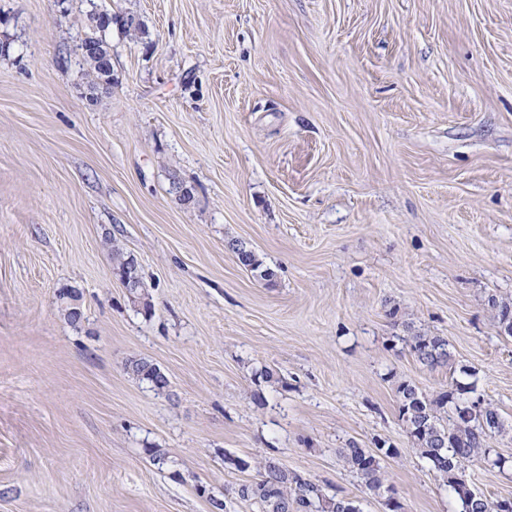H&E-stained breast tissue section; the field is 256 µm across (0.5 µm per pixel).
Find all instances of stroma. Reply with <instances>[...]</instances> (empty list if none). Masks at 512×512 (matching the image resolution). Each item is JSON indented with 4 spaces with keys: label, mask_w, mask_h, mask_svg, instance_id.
Listing matches in <instances>:
<instances>
[{
    "label": "stroma",
    "mask_w": 512,
    "mask_h": 512,
    "mask_svg": "<svg viewBox=\"0 0 512 512\" xmlns=\"http://www.w3.org/2000/svg\"><path fill=\"white\" fill-rule=\"evenodd\" d=\"M94 9L140 23L106 31L107 86L79 49ZM495 300L512 302V0H0V512H256L235 490L264 458L387 512L338 456L352 442L397 448L402 512H457L396 389L432 399L468 367L511 458ZM417 331L447 338L446 366L401 344ZM467 472L512 496L511 465ZM227 247L237 256L239 263L252 272L254 276L265 281H271L273 279L274 272L270 268L265 267L262 261H260L251 250L247 249L243 243L229 241ZM116 255L118 256L116 261V273L120 277L121 282L126 288V285L124 283V276L128 275V277L137 284V288H127L129 294L136 298L140 295V289H141V280L138 275L137 271V264L134 259V257L130 254L125 255L122 252H116ZM129 368L133 375L147 381L158 394L165 393L169 388V380L160 368L147 360L138 359L130 362Z\"/></svg>",
    "instance_id": "1"
}]
</instances>
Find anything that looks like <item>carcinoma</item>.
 Segmentation results:
<instances>
[{
  "mask_svg": "<svg viewBox=\"0 0 512 512\" xmlns=\"http://www.w3.org/2000/svg\"><path fill=\"white\" fill-rule=\"evenodd\" d=\"M239 263L261 280L270 281L274 272L265 267L257 256L238 241L228 242ZM116 273L127 276L141 284L134 257L116 252ZM497 311L500 327L512 336V305L507 302H492ZM417 360L428 368L448 363V339L443 336L416 333L402 338ZM133 375L147 381L154 391L161 394L168 390L169 380L160 368L147 360L130 362ZM457 393L446 392L429 401L409 382L398 385L399 413L413 438L417 451L435 470L448 490L457 500L459 512H500V502H491L487 497L473 496L470 490L456 481L455 472L466 463L481 459L491 468H501L505 458L491 454L487 439L493 433L504 432V424L498 410L481 397H476L470 407V415L464 416L460 409V395L476 391L473 382L456 385ZM347 468L373 493L385 486L382 457L397 454L391 447L379 446L376 450L360 448L351 444L337 449ZM237 497L256 505L260 512H361L352 499L329 495L324 488L295 473L273 460H267L258 477L239 484Z\"/></svg>",
  "mask_w": 512,
  "mask_h": 512,
  "instance_id": "cac0c4a2",
  "label": "carcinoma"
}]
</instances>
